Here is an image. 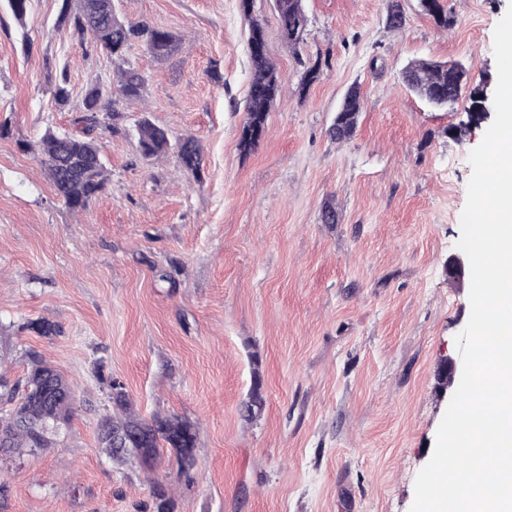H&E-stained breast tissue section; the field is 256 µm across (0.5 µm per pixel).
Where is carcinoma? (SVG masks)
<instances>
[{
  "label": "carcinoma",
  "mask_w": 512,
  "mask_h": 512,
  "mask_svg": "<svg viewBox=\"0 0 512 512\" xmlns=\"http://www.w3.org/2000/svg\"><path fill=\"white\" fill-rule=\"evenodd\" d=\"M277 20L282 41L296 51L304 43L307 17L302 0H277ZM59 26L79 37L91 33L97 45L112 59L125 61L128 49L134 43L143 45L155 59L169 55L177 36L169 30L145 23H131L119 19L112 0H63ZM249 90L245 105L244 127L257 130V135L241 132L240 148L254 149L266 130L267 115L280 88V75L267 52L263 26L254 21L248 35ZM402 79L419 97L437 106L456 105L471 81L470 70L459 63L419 60L410 63L402 72ZM145 80L133 68L118 69L117 88L103 87L94 82L83 99L78 134L56 133L48 129L37 142V151L56 194L72 210L84 209L102 193L108 183L105 165L92 164V157L100 151L95 132L104 124V117L119 118L117 108L109 103L117 100L135 101L143 97ZM362 110L361 97L351 91L339 110V124L331 129L337 141L351 138ZM137 147L142 155L152 160L169 153L166 131L143 117L137 124ZM178 159L183 169L195 179L202 173V152L192 138L179 146ZM111 409L97 422L99 446L112 460L122 461L126 455L112 447V433L126 436L129 453L139 458L147 470L159 461L160 449L175 453L178 469L189 472L196 464L197 431L190 423L161 412L150 418L141 416L125 391L112 394V380H105ZM74 395L70 381L55 366L35 357L24 383L9 384L0 379V458L11 457L23 450L31 453L50 448L56 437L69 423L73 412ZM155 512H174L172 488L162 483L152 486Z\"/></svg>",
  "instance_id": "1"
}]
</instances>
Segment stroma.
Segmentation results:
<instances>
[{"instance_id": "stroma-1", "label": "stroma", "mask_w": 512, "mask_h": 512, "mask_svg": "<svg viewBox=\"0 0 512 512\" xmlns=\"http://www.w3.org/2000/svg\"><path fill=\"white\" fill-rule=\"evenodd\" d=\"M443 3L451 29L399 0L405 25L393 30L388 0H303L295 55L274 0H254L248 17L238 0H112L123 21L181 42L161 61L128 51L144 97L119 102V132L97 130L109 182L80 211L56 195L35 144L49 128L75 132L87 86L111 85L118 64L58 27L62 0H30L21 23L0 5V375L21 380L36 357L76 396L56 447L0 468L5 512H153V480L173 488L175 512H410L452 398L442 364L462 363L470 283L449 278L448 260L487 126L456 138L468 98L434 108L401 72L452 61L473 84L496 83L493 33L512 0ZM254 20L282 80L246 152ZM314 63L319 77L303 87ZM63 72L61 106L51 89ZM354 86L363 107L339 142L330 128ZM144 116L171 141L199 143L200 179L176 154L139 157ZM327 209L335 223H323ZM38 318L59 334L29 329ZM109 376L142 416L195 426L187 475L166 448L150 471L102 453ZM254 390L263 403L250 414Z\"/></svg>"}]
</instances>
